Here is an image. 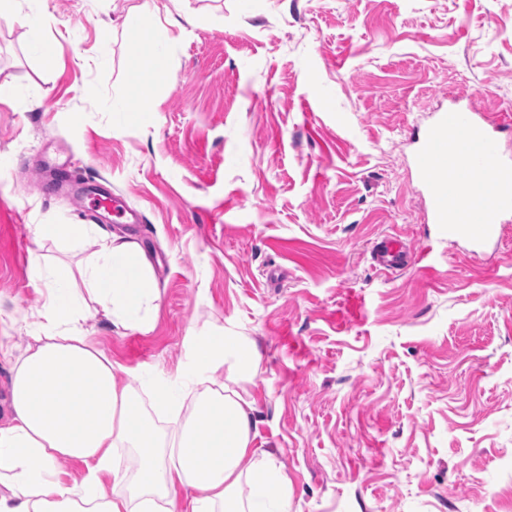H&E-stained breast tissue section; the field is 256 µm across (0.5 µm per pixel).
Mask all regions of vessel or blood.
Instances as JSON below:
<instances>
[{"label": "vessel or blood", "mask_w": 512, "mask_h": 512, "mask_svg": "<svg viewBox=\"0 0 512 512\" xmlns=\"http://www.w3.org/2000/svg\"><path fill=\"white\" fill-rule=\"evenodd\" d=\"M493 126L470 103L439 113L416 138V170L438 240L483 247L502 233L512 212V160L502 156ZM403 247L396 238L381 245L379 267L404 263Z\"/></svg>", "instance_id": "1"}]
</instances>
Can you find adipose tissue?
<instances>
[{
	"mask_svg": "<svg viewBox=\"0 0 512 512\" xmlns=\"http://www.w3.org/2000/svg\"><path fill=\"white\" fill-rule=\"evenodd\" d=\"M40 275L49 300L38 332L21 352L0 343V360L10 367L0 512H291L287 476L273 462L251 461L256 407L235 385L258 364L253 342L195 335L176 378L140 370L158 405L185 416L164 446L123 368L78 327L91 301L113 325L150 326L160 290L146 251L134 240L105 238L78 275L47 267ZM78 278L83 288H75ZM118 448L138 452L136 476L116 463ZM63 459L80 461L83 471H61Z\"/></svg>",
	"mask_w": 512,
	"mask_h": 512,
	"instance_id": "obj_1",
	"label": "adipose tissue"
}]
</instances>
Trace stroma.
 <instances>
[{
    "label": "stroma",
    "mask_w": 512,
    "mask_h": 512,
    "mask_svg": "<svg viewBox=\"0 0 512 512\" xmlns=\"http://www.w3.org/2000/svg\"><path fill=\"white\" fill-rule=\"evenodd\" d=\"M146 2L45 0L34 26L15 0L0 19V336L25 347L47 299L36 265L97 253L41 225L135 236L161 291L152 327L94 313L84 329L167 377L189 336L254 340L253 446L295 512H512V215L499 245L434 243L411 138L473 95L512 115V0ZM160 10L169 55L116 123ZM76 159L142 223L53 193ZM388 235L413 263L374 266Z\"/></svg>",
    "instance_id": "obj_1"
}]
</instances>
